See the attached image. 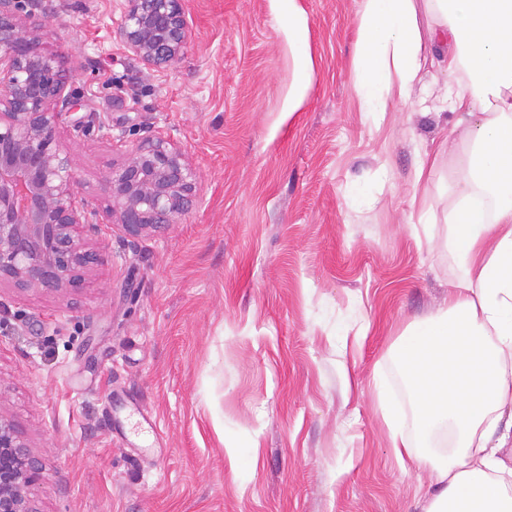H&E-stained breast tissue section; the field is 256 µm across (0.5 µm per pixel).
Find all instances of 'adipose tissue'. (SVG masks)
<instances>
[{
    "instance_id": "ef3b65f1",
    "label": "adipose tissue",
    "mask_w": 512,
    "mask_h": 512,
    "mask_svg": "<svg viewBox=\"0 0 512 512\" xmlns=\"http://www.w3.org/2000/svg\"><path fill=\"white\" fill-rule=\"evenodd\" d=\"M440 56L459 79L452 108L479 114L461 137L448 216L461 285L400 336L397 361L419 421L388 418L403 471L432 468L424 512H512V0H359L354 87L363 111L388 112L424 85ZM448 430L457 450L424 447Z\"/></svg>"
}]
</instances>
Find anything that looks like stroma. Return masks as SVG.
I'll list each match as a JSON object with an SVG mask.
<instances>
[{
  "label": "stroma",
  "instance_id": "35a3bbf8",
  "mask_svg": "<svg viewBox=\"0 0 512 512\" xmlns=\"http://www.w3.org/2000/svg\"><path fill=\"white\" fill-rule=\"evenodd\" d=\"M310 89L275 0H182L184 56L151 69L118 0H49L47 49L122 142L62 137L85 186L146 132L199 179L164 232L113 233L76 293L0 292V411L41 457V512H423L375 384L410 412L392 345L459 277L448 249L455 82L376 118L353 83L358 0H301ZM434 175L414 183L419 155Z\"/></svg>",
  "mask_w": 512,
  "mask_h": 512
}]
</instances>
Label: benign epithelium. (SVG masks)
<instances>
[{"instance_id":"obj_1","label":"benign epithelium","mask_w":512,"mask_h":512,"mask_svg":"<svg viewBox=\"0 0 512 512\" xmlns=\"http://www.w3.org/2000/svg\"><path fill=\"white\" fill-rule=\"evenodd\" d=\"M115 34L143 64L176 62L191 34L181 0H120ZM43 0H0V288L66 296L98 263L97 240L116 227L133 241L178 222L195 202L197 172L171 135L142 138L86 190L75 156L59 142L112 128L69 89L73 75L44 45ZM39 457L14 419L0 411V512H40Z\"/></svg>"}]
</instances>
